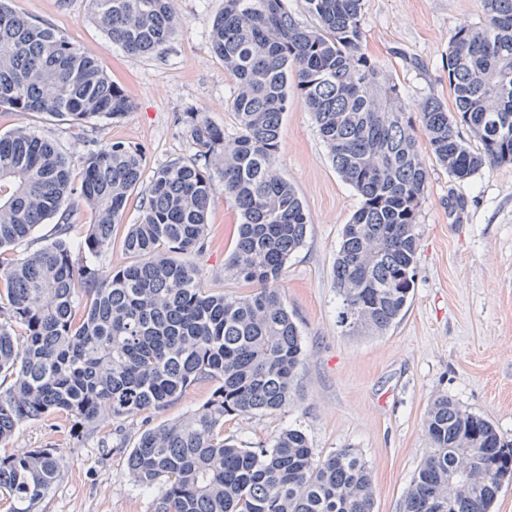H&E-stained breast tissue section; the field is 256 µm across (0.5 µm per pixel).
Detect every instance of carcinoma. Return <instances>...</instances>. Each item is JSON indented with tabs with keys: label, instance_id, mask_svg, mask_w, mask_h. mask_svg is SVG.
<instances>
[{
	"label": "carcinoma",
	"instance_id": "cac0c4a2",
	"mask_svg": "<svg viewBox=\"0 0 512 512\" xmlns=\"http://www.w3.org/2000/svg\"><path fill=\"white\" fill-rule=\"evenodd\" d=\"M302 26L288 0H224L210 46L235 80L238 133L201 112L185 113L194 160L153 174L125 251L134 261L109 273L93 263L112 240L141 186L142 149L112 141L91 151L80 185L51 140L25 128L0 136V251L28 239L65 208L90 211L74 255L66 234L0 260V445L22 423L62 413L89 425L162 408L200 379L211 397L173 424L143 432L125 463L140 487L160 488L153 512H373L371 470L355 448L321 459L299 428L269 448L224 437V419L288 407L305 349L277 288L304 243L308 217L276 172L282 118L296 90L313 114L338 174L360 206L344 225L333 266L340 323L382 333L414 288L418 216L429 169L418 135L458 181L512 164V0H484V22L459 26L448 46L453 111L425 98L414 122L363 52V0H304ZM110 42L148 56L174 35L175 0H92ZM0 108L51 112L73 123L132 108L101 59L0 0ZM469 128L476 145L460 136ZM204 166H199V161ZM219 170L240 224L229 269L253 285L244 296L211 293L193 262L207 231ZM88 294L75 320L78 287ZM24 329L17 342L15 327ZM431 448L411 481L403 512H489L512 478V441L446 394L424 419ZM59 478L56 450L0 455V496L9 512H37Z\"/></svg>",
	"mask_w": 512,
	"mask_h": 512
}]
</instances>
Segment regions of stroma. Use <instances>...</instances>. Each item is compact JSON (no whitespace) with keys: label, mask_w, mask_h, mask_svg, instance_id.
I'll list each match as a JSON object with an SVG mask.
<instances>
[{"label":"stroma","mask_w":512,"mask_h":512,"mask_svg":"<svg viewBox=\"0 0 512 512\" xmlns=\"http://www.w3.org/2000/svg\"><path fill=\"white\" fill-rule=\"evenodd\" d=\"M11 8L62 33L80 50L99 54L133 108L74 125L47 112L0 108V135L24 127L54 141L80 179L91 149L122 140L142 148V184L193 150L182 118L204 113L226 137L238 127L230 108L235 78L209 44L224 0H176L180 23L159 53L136 57L109 43L90 0H10ZM363 51L398 85L409 112L434 96L450 102L448 42L464 23L483 21V0H363ZM278 172L303 201L309 219L303 245L289 257L278 287L306 349L296 393L287 409L226 419L236 442L271 445L291 426L302 428L324 457L355 448L368 463L374 512H403L414 473L429 448L423 421L437 395L494 422L512 440V165L486 168L460 182L437 163L418 217L415 288L402 318L386 333L340 326L341 299L332 268L344 224L359 205L356 192L333 168L315 120L298 93L283 116ZM208 230L194 258L209 291L246 294L250 284L226 267L240 216L224 195L221 176ZM141 192L129 198L100 264L130 263L123 248ZM216 387L202 379L161 409L107 417L88 428L53 413L22 423L0 453L57 451L60 477L39 512H152L155 491L130 478L128 450L149 428L178 420L205 403Z\"/></svg>","instance_id":"stroma-1"}]
</instances>
